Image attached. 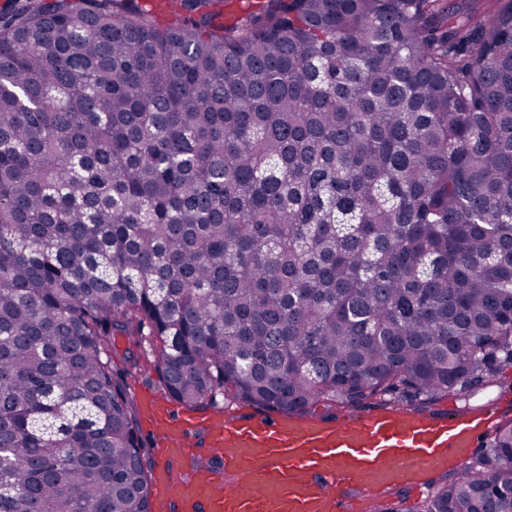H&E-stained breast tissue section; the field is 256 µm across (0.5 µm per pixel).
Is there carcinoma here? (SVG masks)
Wrapping results in <instances>:
<instances>
[{
	"label": "carcinoma",
	"mask_w": 512,
	"mask_h": 512,
	"mask_svg": "<svg viewBox=\"0 0 512 512\" xmlns=\"http://www.w3.org/2000/svg\"><path fill=\"white\" fill-rule=\"evenodd\" d=\"M175 2L0 7V512H153L147 369L313 415L512 364V0ZM404 502L512 512V419Z\"/></svg>",
	"instance_id": "obj_1"
}]
</instances>
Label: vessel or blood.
Wrapping results in <instances>:
<instances>
[{"instance_id":"b4317fda","label":"vessel or blood","mask_w":512,"mask_h":512,"mask_svg":"<svg viewBox=\"0 0 512 512\" xmlns=\"http://www.w3.org/2000/svg\"><path fill=\"white\" fill-rule=\"evenodd\" d=\"M142 409L156 437L155 512H356L357 498L390 485L428 488L429 472L475 447L489 422L485 413L447 407L384 406L333 422L265 412L199 416L153 395ZM199 431L222 470L181 475Z\"/></svg>"}]
</instances>
